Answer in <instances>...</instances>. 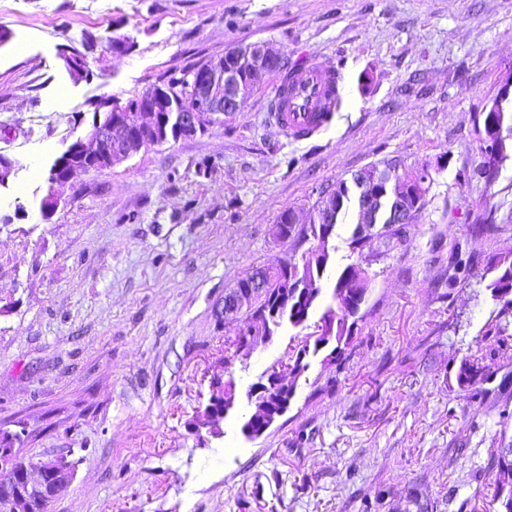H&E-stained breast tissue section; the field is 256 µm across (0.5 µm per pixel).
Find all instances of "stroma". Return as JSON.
Wrapping results in <instances>:
<instances>
[{"instance_id": "1", "label": "stroma", "mask_w": 512, "mask_h": 512, "mask_svg": "<svg viewBox=\"0 0 512 512\" xmlns=\"http://www.w3.org/2000/svg\"><path fill=\"white\" fill-rule=\"evenodd\" d=\"M1 30L0 154L16 167L0 187V435L24 459L77 461L48 512H363L370 498L375 512H470L490 496V460L512 448V346L485 335L500 308L487 263L512 253V140L490 182L463 175L480 161L478 113L512 80V0H0ZM87 36L80 78L60 50ZM257 41L289 70H340L343 106L321 132L295 142L272 124L271 75L206 130L76 173L44 217L49 170L97 104ZM391 162L432 171L401 238L352 252L347 214L309 320L225 368L226 288L306 249L273 241L280 214L309 221L323 188ZM456 247L474 266L452 289ZM351 263L372 281L343 364L310 357L286 414L246 438L251 386L314 332ZM466 358L483 397L457 384ZM228 372L216 435L203 411Z\"/></svg>"}]
</instances>
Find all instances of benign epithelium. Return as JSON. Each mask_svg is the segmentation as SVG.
<instances>
[{"label":"benign epithelium","instance_id":"7a95c632","mask_svg":"<svg viewBox=\"0 0 512 512\" xmlns=\"http://www.w3.org/2000/svg\"><path fill=\"white\" fill-rule=\"evenodd\" d=\"M281 64L280 50L268 41L239 44L229 48L223 58L205 63L190 74L193 95L189 106L174 93L162 90L145 92L141 101L131 106L112 103V111L104 119L94 120L88 134L90 143L77 141L67 159L55 170V183L69 180L76 171L106 169L126 160L143 146L145 135L164 142L173 133L178 138L196 133L202 127V120L208 117L238 111L248 94ZM509 101H512V81L505 83L477 116L480 167L486 178L493 176L502 158L494 113L504 111V104ZM354 184L355 208L362 235L366 236L383 224L410 223L414 214L410 201L427 194L431 173L423 168L409 182L375 170ZM337 204L336 192L324 190L316 208L329 217L338 212ZM263 287L260 275H250L249 280L224 294L219 318L226 322L238 319L248 301L263 291ZM266 326L267 314L256 311L240 332L254 336ZM74 476L75 466L65 456L38 461L21 470L25 493L34 497L47 494L46 479L71 483Z\"/></svg>","mask_w":512,"mask_h":512}]
</instances>
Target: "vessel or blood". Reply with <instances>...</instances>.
<instances>
[{"label": "vessel or blood", "mask_w": 512, "mask_h": 512, "mask_svg": "<svg viewBox=\"0 0 512 512\" xmlns=\"http://www.w3.org/2000/svg\"><path fill=\"white\" fill-rule=\"evenodd\" d=\"M339 71L314 62L305 75L280 73L269 101V116L294 139H305L329 122L327 107L337 92Z\"/></svg>", "instance_id": "b4317fda"}]
</instances>
